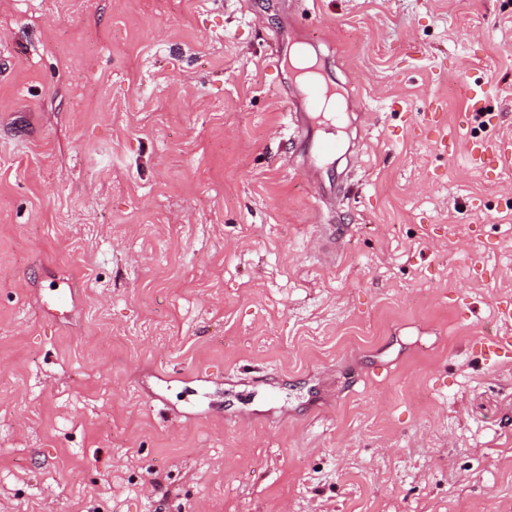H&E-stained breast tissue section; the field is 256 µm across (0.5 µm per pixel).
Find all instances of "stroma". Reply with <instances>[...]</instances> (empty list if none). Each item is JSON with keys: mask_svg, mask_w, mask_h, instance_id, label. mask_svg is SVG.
<instances>
[{"mask_svg": "<svg viewBox=\"0 0 512 512\" xmlns=\"http://www.w3.org/2000/svg\"><path fill=\"white\" fill-rule=\"evenodd\" d=\"M278 42L348 105L315 175ZM477 138L512 0H0V512H512Z\"/></svg>", "mask_w": 512, "mask_h": 512, "instance_id": "35a3bbf8", "label": "stroma"}]
</instances>
